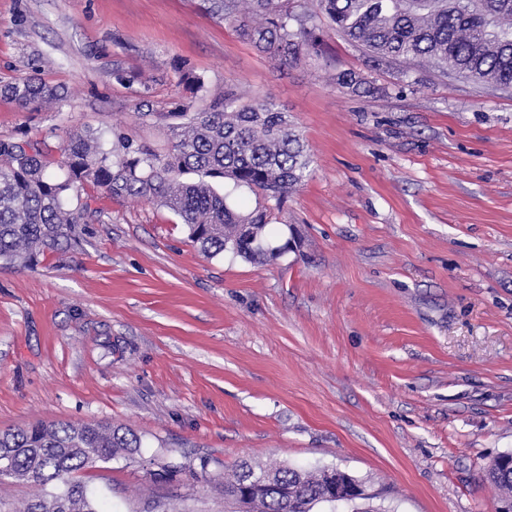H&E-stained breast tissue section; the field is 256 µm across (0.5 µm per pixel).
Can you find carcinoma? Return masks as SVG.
Here are the masks:
<instances>
[{
    "instance_id": "carcinoma-1",
    "label": "carcinoma",
    "mask_w": 512,
    "mask_h": 512,
    "mask_svg": "<svg viewBox=\"0 0 512 512\" xmlns=\"http://www.w3.org/2000/svg\"><path fill=\"white\" fill-rule=\"evenodd\" d=\"M206 2L213 17L239 23L257 47L281 62L318 46L317 16L299 0ZM319 7L337 34L380 61L430 62L480 82L512 86V0H319ZM0 92L34 111L44 103L68 102L60 87L35 76L7 83ZM191 108L189 103L168 113L179 123L172 126L174 142L165 154L127 143L111 156L86 136L71 138L63 147V180L48 173L53 161L46 148L25 138L0 139V260L31 263L74 238L92 211L87 202L73 208L68 202L81 198L87 186L171 208L209 257L229 252L253 262L274 258L264 247L266 213L238 212L208 182H183L180 175L221 178L281 202L305 180L310 165L288 114L270 100L244 102L232 92L207 109ZM0 448L13 455L11 473L0 475V484L35 481L33 498L12 512H102L77 473L118 454L132 455L141 441L121 425L49 422L0 433ZM252 476L273 477L288 488V497L254 495L249 512H314L336 501L325 469L284 464H242L224 478V496ZM487 476L512 501V470L494 466Z\"/></svg>"
}]
</instances>
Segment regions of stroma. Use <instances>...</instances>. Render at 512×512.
I'll return each mask as SVG.
<instances>
[{"label": "stroma", "instance_id": "stroma-1", "mask_svg": "<svg viewBox=\"0 0 512 512\" xmlns=\"http://www.w3.org/2000/svg\"><path fill=\"white\" fill-rule=\"evenodd\" d=\"M202 6L0 0V81L35 73L69 94L38 112L0 95V139L44 141L61 179L69 136L164 154L180 104L270 99L306 145L305 182L280 204L212 185L268 211L270 246L301 244L264 264L210 258L167 207L87 188L77 246L0 262V432L131 428L138 454L79 474L112 512H231L218 479L243 461L340 468L382 512H496L485 471L512 453V88L379 64L327 27L318 53L282 64ZM346 72L367 91L339 85Z\"/></svg>", "mask_w": 512, "mask_h": 512}]
</instances>
